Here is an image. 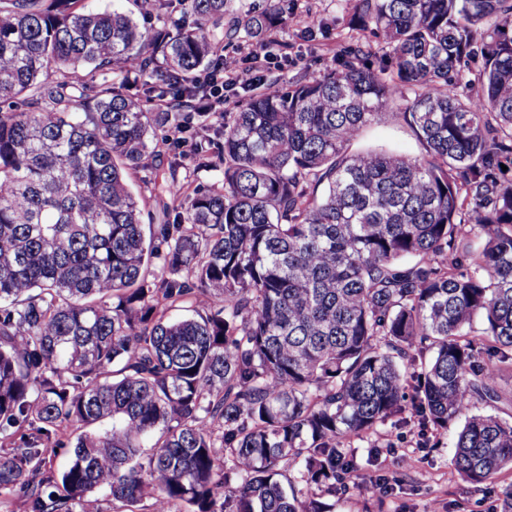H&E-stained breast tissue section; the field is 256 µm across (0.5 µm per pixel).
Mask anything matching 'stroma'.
<instances>
[{
	"label": "stroma",
	"mask_w": 512,
	"mask_h": 512,
	"mask_svg": "<svg viewBox=\"0 0 512 512\" xmlns=\"http://www.w3.org/2000/svg\"><path fill=\"white\" fill-rule=\"evenodd\" d=\"M355 4L356 0H291L292 15L267 41L263 69H256L237 50L225 51V60L235 62L239 77L236 86L224 90L225 111H236L247 99L256 72L290 81L317 76L336 68L342 49L353 40H362L368 60L379 63L387 48L353 27ZM189 123L191 146L174 159L160 156L153 169L132 177L134 191L147 201L144 224L155 223L158 200H168L171 176H178L191 190L222 183L221 168L211 165L219 135L202 130L197 118ZM351 148L410 157L421 152L413 133L395 115L365 129ZM453 442L452 432L437 433L412 409H404L368 438L354 441L360 469L353 482L333 495L317 487L309 494L331 505L333 512H497L502 488L512 484V470H503L494 483L473 488L451 465Z\"/></svg>",
	"instance_id": "stroma-1"
}]
</instances>
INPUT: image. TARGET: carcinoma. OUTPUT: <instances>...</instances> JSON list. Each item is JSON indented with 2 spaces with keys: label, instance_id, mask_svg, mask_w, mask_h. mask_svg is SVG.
Wrapping results in <instances>:
<instances>
[{
  "label": "carcinoma",
  "instance_id": "cac0c4a2",
  "mask_svg": "<svg viewBox=\"0 0 512 512\" xmlns=\"http://www.w3.org/2000/svg\"><path fill=\"white\" fill-rule=\"evenodd\" d=\"M75 2L0 0V508L328 512L298 485L350 479L416 367L460 477L512 467V423L468 414L512 349V0H357L389 61L351 45L224 113L222 187L148 239L127 179L180 148L156 129L288 0L228 29V0H151L152 30ZM476 43L479 91L448 92ZM389 110L421 155L349 151Z\"/></svg>",
  "mask_w": 512,
  "mask_h": 512
}]
</instances>
